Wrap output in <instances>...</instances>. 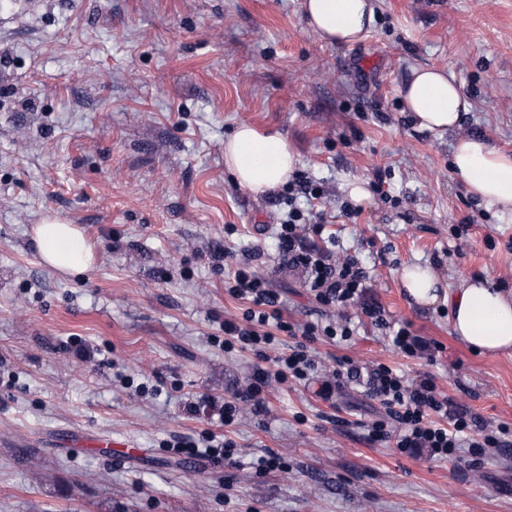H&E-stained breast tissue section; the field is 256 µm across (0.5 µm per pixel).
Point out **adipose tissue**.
I'll return each instance as SVG.
<instances>
[{
	"label": "adipose tissue",
	"mask_w": 512,
	"mask_h": 512,
	"mask_svg": "<svg viewBox=\"0 0 512 512\" xmlns=\"http://www.w3.org/2000/svg\"><path fill=\"white\" fill-rule=\"evenodd\" d=\"M309 27L325 42L352 45L375 21L374 0H304ZM406 112L421 129L457 133L453 166L467 190L499 215L512 218V154L476 135L458 129L471 104L455 76L444 68L414 69L401 88ZM298 160L287 137L277 130L260 131L240 123L224 142V165L238 185L262 195L285 185ZM43 263L62 273L87 270L94 250L84 232L58 217H49L33 229ZM402 284L417 304L430 305L446 298L455 337L478 354L512 352V291L488 278L462 281L444 292L433 273L419 266L404 268Z\"/></svg>",
	"instance_id": "obj_1"
}]
</instances>
